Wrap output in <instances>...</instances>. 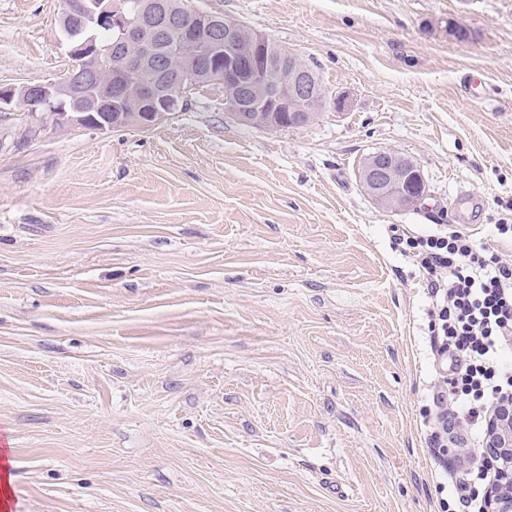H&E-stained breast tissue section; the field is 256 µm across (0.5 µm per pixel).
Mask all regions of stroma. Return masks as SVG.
I'll use <instances>...</instances> for the list:
<instances>
[{
  "label": "stroma",
  "mask_w": 512,
  "mask_h": 512,
  "mask_svg": "<svg viewBox=\"0 0 512 512\" xmlns=\"http://www.w3.org/2000/svg\"><path fill=\"white\" fill-rule=\"evenodd\" d=\"M346 95L238 125L214 84L148 130L0 111L8 512H477L429 441L439 365L403 240L512 224V0H194ZM64 0H0V86L70 61ZM458 20L468 40L448 35ZM428 196L379 208L371 153ZM415 164L391 150L370 154L358 171L364 192L380 208L391 212L416 208L426 197L425 184ZM413 176L415 181L409 182ZM412 184L415 188L410 187ZM406 186L410 188L407 189Z\"/></svg>",
  "instance_id": "1"
}]
</instances>
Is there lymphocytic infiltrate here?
Listing matches in <instances>:
<instances>
[{
  "label": "lymphocytic infiltrate",
  "instance_id": "obj_1",
  "mask_svg": "<svg viewBox=\"0 0 512 512\" xmlns=\"http://www.w3.org/2000/svg\"><path fill=\"white\" fill-rule=\"evenodd\" d=\"M406 245L417 251L435 301L433 344L450 360L439 396L452 399L462 426L478 428L492 404L512 397V262L460 229Z\"/></svg>",
  "mask_w": 512,
  "mask_h": 512
}]
</instances>
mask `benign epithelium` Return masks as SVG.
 Instances as JSON below:
<instances>
[{"label":"benign epithelium","mask_w":512,"mask_h":512,"mask_svg":"<svg viewBox=\"0 0 512 512\" xmlns=\"http://www.w3.org/2000/svg\"><path fill=\"white\" fill-rule=\"evenodd\" d=\"M65 15L80 22L112 29L115 42L104 47L94 39L67 43L73 61L71 73L61 79L29 84L21 89L0 88V109L18 101L31 115L46 113L59 126L90 127L102 132L121 128H149L164 122L178 108L171 97L174 83L191 86L199 79L224 83L225 108L238 123L275 131L285 128L279 112L290 111L289 124L312 123L318 112L315 105L326 104L344 111L348 98H330L307 67L291 69L283 87L270 89L264 78L271 62L264 53L268 36L236 19L220 16L184 3L182 16L189 24L182 31L185 45L199 41L234 40L242 46L240 54L224 68H217L210 53L192 56L188 68L171 72L161 67L155 52L158 37L170 26L171 18L163 0H142L133 12L118 0H70ZM143 44L146 49L133 58L121 47ZM107 73L110 78L99 82ZM135 89L136 108L128 110L127 93ZM364 192L380 208L391 212L417 207L426 197L425 184L417 167L391 150L370 154L358 171ZM488 445L494 458L483 457L496 475L484 491L485 512H512V399L503 401L489 418Z\"/></svg>","instance_id":"benign-epithelium-1"}]
</instances>
